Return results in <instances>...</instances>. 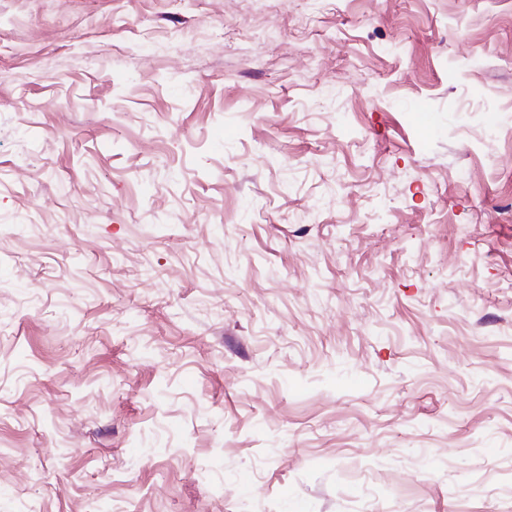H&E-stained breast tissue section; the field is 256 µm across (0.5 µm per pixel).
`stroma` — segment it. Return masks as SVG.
<instances>
[{
	"label": "stroma",
	"instance_id": "35a3bbf8",
	"mask_svg": "<svg viewBox=\"0 0 512 512\" xmlns=\"http://www.w3.org/2000/svg\"><path fill=\"white\" fill-rule=\"evenodd\" d=\"M0 512H512V0H0Z\"/></svg>",
	"mask_w": 512,
	"mask_h": 512
}]
</instances>
